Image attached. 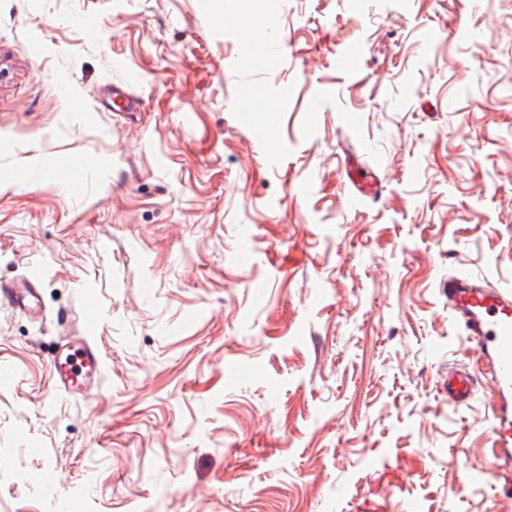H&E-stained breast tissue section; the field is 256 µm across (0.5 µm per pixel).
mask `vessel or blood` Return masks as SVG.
Here are the masks:
<instances>
[{"label": "vessel or blood", "mask_w": 512, "mask_h": 512, "mask_svg": "<svg viewBox=\"0 0 512 512\" xmlns=\"http://www.w3.org/2000/svg\"><path fill=\"white\" fill-rule=\"evenodd\" d=\"M251 40L265 44L262 53L250 55L252 67H271L278 47L267 34L254 32ZM440 294L453 323L471 344L478 368L448 369V405L469 406L480 384H488L493 400L487 408L488 444L499 475L495 491L499 499L512 501V289L495 286L487 277L474 273H452L440 286ZM13 309L25 314L39 307L36 285L26 281L0 287ZM104 364L94 337L60 345L51 364L57 391L72 395L97 388Z\"/></svg>", "instance_id": "b4317fda"}]
</instances>
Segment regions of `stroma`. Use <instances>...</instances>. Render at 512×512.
<instances>
[{"label":"stroma","mask_w":512,"mask_h":512,"mask_svg":"<svg viewBox=\"0 0 512 512\" xmlns=\"http://www.w3.org/2000/svg\"><path fill=\"white\" fill-rule=\"evenodd\" d=\"M1 168L0 512H492L439 284L512 287V0H0ZM271 39L267 34L262 32H254L250 34V40L256 41L257 43H264L266 45L265 53H257L250 54V56L246 59L245 65L252 67H271L275 63V59L277 57L278 47L276 43L268 42ZM256 42L252 44L255 45ZM1 296L7 297L13 309L25 314L39 308V292L34 283L27 280L13 285H0ZM103 353L92 336L61 344L51 364L54 388L68 395L90 392L100 382Z\"/></svg>","instance_id":"stroma-1"}]
</instances>
